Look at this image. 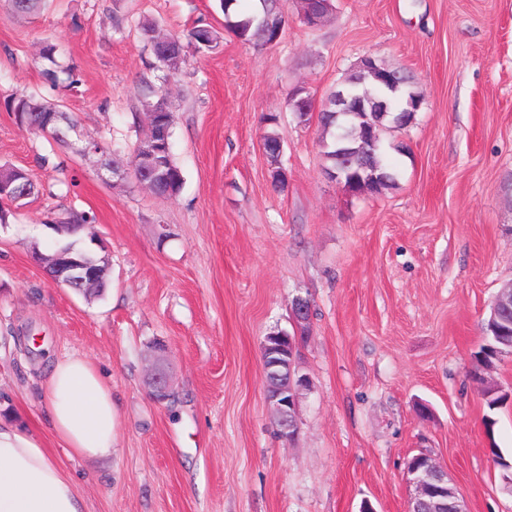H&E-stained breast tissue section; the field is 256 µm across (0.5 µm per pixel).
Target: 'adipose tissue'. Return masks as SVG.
<instances>
[{
	"label": "adipose tissue",
	"instance_id": "obj_1",
	"mask_svg": "<svg viewBox=\"0 0 512 512\" xmlns=\"http://www.w3.org/2000/svg\"><path fill=\"white\" fill-rule=\"evenodd\" d=\"M52 433L72 454L110 458L117 435L118 402L111 384L86 359H58L43 389ZM0 512H85L73 482L41 440L0 419Z\"/></svg>",
	"mask_w": 512,
	"mask_h": 512
}]
</instances>
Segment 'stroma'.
<instances>
[{"mask_svg": "<svg viewBox=\"0 0 512 512\" xmlns=\"http://www.w3.org/2000/svg\"><path fill=\"white\" fill-rule=\"evenodd\" d=\"M318 28L287 0L272 46L225 32L220 0H49L18 16L0 0V165L26 170L39 196L0 224V416L40 435L85 512H407L406 462L448 469L468 512H512L492 449L512 459V402L488 409L471 378L481 325L512 283V0H333ZM224 32L170 82L135 26ZM76 84L52 82L45 42ZM403 66L423 104L388 129L395 188L344 192L323 173L319 119L295 120L294 87L316 99L359 58ZM60 106L69 141L91 135L131 153L145 98L166 97L184 183L143 190L107 155L72 153L20 126L7 102ZM282 147L271 183L263 137ZM51 155L52 162L39 158ZM89 222L79 247L105 258L109 283L85 299L36 266L33 249L67 243L50 227ZM311 319L296 363L310 379L286 441L264 395L262 343ZM163 343L173 400L150 398ZM77 354L119 400L117 448L68 456L46 420L42 381Z\"/></svg>", "mask_w": 512, "mask_h": 512, "instance_id": "obj_1", "label": "stroma"}]
</instances>
